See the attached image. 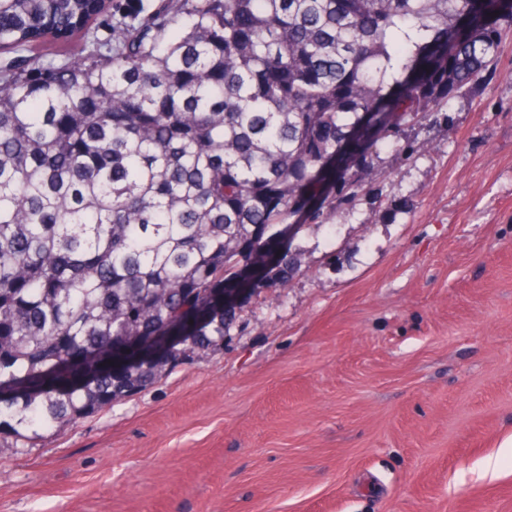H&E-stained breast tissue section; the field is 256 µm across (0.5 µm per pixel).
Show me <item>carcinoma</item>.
<instances>
[{
    "label": "carcinoma",
    "mask_w": 512,
    "mask_h": 512,
    "mask_svg": "<svg viewBox=\"0 0 512 512\" xmlns=\"http://www.w3.org/2000/svg\"><path fill=\"white\" fill-rule=\"evenodd\" d=\"M480 7L495 0H0V48L81 40L0 67V380L68 383V355L232 287L226 251L264 262L266 229L329 172L354 205L373 144L416 151L383 117L437 124L492 76L497 27L447 51ZM224 326L212 315L189 351L223 346ZM177 361L0 399V434L61 430Z\"/></svg>",
    "instance_id": "obj_1"
}]
</instances>
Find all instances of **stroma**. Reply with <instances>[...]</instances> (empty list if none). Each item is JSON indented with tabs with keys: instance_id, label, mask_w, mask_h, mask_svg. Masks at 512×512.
<instances>
[{
	"instance_id": "stroma-1",
	"label": "stroma",
	"mask_w": 512,
	"mask_h": 512,
	"mask_svg": "<svg viewBox=\"0 0 512 512\" xmlns=\"http://www.w3.org/2000/svg\"><path fill=\"white\" fill-rule=\"evenodd\" d=\"M496 73L367 192L316 193L300 271L224 304V346L152 388L0 438V512H512V15ZM498 457V473L483 463Z\"/></svg>"
}]
</instances>
